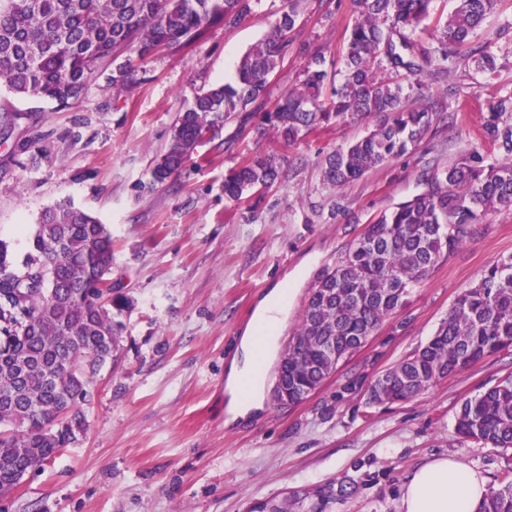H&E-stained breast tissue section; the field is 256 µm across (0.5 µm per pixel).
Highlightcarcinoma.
Listing matches in <instances>:
<instances>
[{"label": "carcinoma", "instance_id": "1", "mask_svg": "<svg viewBox=\"0 0 512 512\" xmlns=\"http://www.w3.org/2000/svg\"><path fill=\"white\" fill-rule=\"evenodd\" d=\"M300 2L286 0L269 32L240 58L233 82L202 90L179 115L153 168L155 181L178 173L230 120L290 144L321 123L380 118L366 136L326 156L323 182L340 191L427 136L443 114L432 101V82L462 66H497L496 54L472 38L500 0H456L446 19L436 15L435 0H360L338 84L325 93L332 76L316 57L268 109L267 87L292 48ZM252 7L253 0H0V87L67 107L119 51L141 61L156 50L179 54L215 27L240 24ZM426 71L428 82L421 79ZM132 72L130 58L116 65V94L131 87ZM479 135L497 163L486 165L472 152L442 170L430 191L367 225L317 276L285 348L288 392L320 388L404 308L410 288L443 255L479 232L488 212L512 206V92L489 101ZM277 178L272 157L257 153L224 176V196L259 194ZM111 265L105 226L70 204L42 212L21 266L0 241V498L12 493L19 474L38 471L86 430L89 386L120 351L115 316L131 306L125 295L102 287ZM500 352H512V257L463 289L435 336L371 387L392 403L408 401ZM456 431L512 448V376L467 399ZM316 497L311 512H324L336 499L335 483ZM247 512H288V498L256 502ZM479 512H512L511 472Z\"/></svg>", "mask_w": 512, "mask_h": 512}]
</instances>
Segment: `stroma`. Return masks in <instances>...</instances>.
I'll list each match as a JSON object with an SVG mask.
<instances>
[{
  "mask_svg": "<svg viewBox=\"0 0 512 512\" xmlns=\"http://www.w3.org/2000/svg\"><path fill=\"white\" fill-rule=\"evenodd\" d=\"M283 6L259 0L242 23L213 29L188 52L155 53L121 95L108 70L61 109L0 89V109L31 115L0 139V238L23 261L42 210L72 204L105 224L109 281L132 300L120 317V356L94 378L86 432L0 499V512H246L251 502L286 496L289 512H309L307 492L330 482L336 499L326 512H397L403 482L432 456H455L492 488L512 469V448L455 432L461 404L511 375L512 355L488 357L404 403H371L365 385L426 343L458 294L512 255V208L489 212L478 234L439 260L404 309L305 402L282 407L269 397L246 420L225 422L227 369L260 300L287 289L278 330L286 346L318 274L367 224L428 192L437 172L472 150L490 155L478 135L482 114L490 99L512 91V0H500L474 36L497 54L499 68L435 83L452 125L345 190L323 184L324 158L366 135L374 119L325 124L289 146L232 120L222 148L199 146L193 164L155 183L153 167L179 113L203 88L233 79L238 58ZM359 10L357 0H308L269 103L314 55L339 68ZM256 152L274 157L276 182L258 201L225 198V173Z\"/></svg>",
  "mask_w": 512,
  "mask_h": 512,
  "instance_id": "obj_1",
  "label": "stroma"
}]
</instances>
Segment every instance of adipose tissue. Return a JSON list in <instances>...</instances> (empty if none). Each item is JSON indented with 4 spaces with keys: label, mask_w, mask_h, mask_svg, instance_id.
I'll return each instance as SVG.
<instances>
[{
    "label": "adipose tissue",
    "mask_w": 512,
    "mask_h": 512,
    "mask_svg": "<svg viewBox=\"0 0 512 512\" xmlns=\"http://www.w3.org/2000/svg\"><path fill=\"white\" fill-rule=\"evenodd\" d=\"M288 306L283 289L260 301L252 324L241 336L224 389L229 395L227 422L246 418L263 403L260 361L277 347L276 329ZM489 493L486 478L451 456H434L403 483L398 512H477Z\"/></svg>",
    "instance_id": "obj_1"
}]
</instances>
